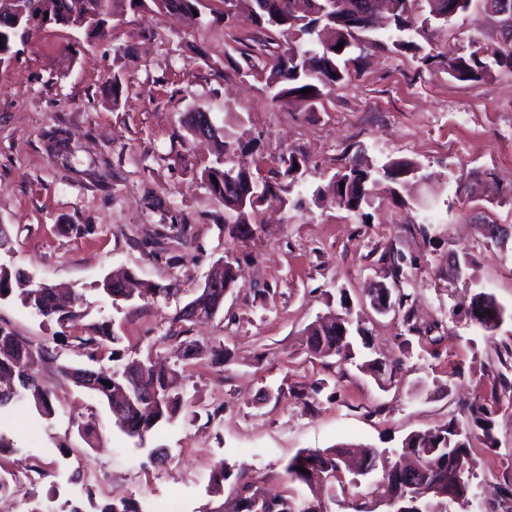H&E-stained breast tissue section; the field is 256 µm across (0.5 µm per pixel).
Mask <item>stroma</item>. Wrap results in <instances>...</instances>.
Wrapping results in <instances>:
<instances>
[{
    "label": "stroma",
    "mask_w": 512,
    "mask_h": 512,
    "mask_svg": "<svg viewBox=\"0 0 512 512\" xmlns=\"http://www.w3.org/2000/svg\"><path fill=\"white\" fill-rule=\"evenodd\" d=\"M221 8L202 0L199 22L127 8L103 37L51 25L0 64V263L81 298L80 317L59 340L55 322L16 296L0 299V326L48 348L38 374L56 408L49 420L22 409L0 421L13 443L0 453V506L68 512L75 502L126 497L139 512L172 501L179 512H214L235 492L229 480L212 493L217 461L275 492L301 449H393L451 420L469 427L473 398L501 395L497 353L512 344V70L465 83L443 64L472 42L500 43L499 18L476 0L421 38L435 61L375 48L346 86L323 88L311 106L282 107L267 71L245 61L249 52H277L282 36L247 21L225 26ZM198 109L240 142L258 181L281 187L256 207L253 239L224 231V207L202 178L214 157L187 130ZM291 154L307 160L293 180L281 164ZM390 161L421 164L429 182L402 205L381 184L358 211L334 202L329 181L338 171ZM486 179L500 196L456 192ZM464 251L472 263L458 276L451 261ZM229 254L240 277L220 312L177 321ZM120 269L169 295L112 302L97 284ZM381 282L410 294L407 311L372 308L368 291ZM480 292L504 311L495 331L467 316ZM345 302L367 331L370 356L401 360L386 383L306 352L304 329ZM102 320L120 336L124 359L160 355L183 374V409L145 440L121 432L105 404L59 371L63 363L108 367L82 343ZM175 331L223 344V364L178 356ZM87 426L99 447L79 435ZM471 457L474 494L448 512H512V501L496 495L512 481V403L502 404L489 435L472 439Z\"/></svg>",
    "instance_id": "obj_1"
}]
</instances>
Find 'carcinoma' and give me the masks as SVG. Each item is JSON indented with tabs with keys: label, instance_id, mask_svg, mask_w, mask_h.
Returning a JSON list of instances; mask_svg holds the SVG:
<instances>
[{
	"label": "carcinoma",
	"instance_id": "obj_1",
	"mask_svg": "<svg viewBox=\"0 0 512 512\" xmlns=\"http://www.w3.org/2000/svg\"><path fill=\"white\" fill-rule=\"evenodd\" d=\"M165 10L192 13L198 10L201 0H21V4L46 13L55 22L63 18V25L83 30L88 35L106 34L118 8L127 5L141 8L146 2ZM226 10L221 17L231 26L245 17L253 19L256 0H220ZM275 13L266 15L263 23L279 31L284 44L276 55L264 60L268 80L277 89L273 100L288 105L301 100L313 103L320 87L342 84L350 78L349 65L356 62L352 54H361L376 48L392 46L399 51L423 50L414 41L420 34L416 19L446 24L448 18L469 10L472 0H397V9L390 13L386 22H379V11L368 5L371 17L366 24L354 30L335 22L324 21L332 28V44L323 41L315 23L321 20L320 0H273ZM14 0H0V56L7 59L15 54L18 43L25 42L33 34L15 25ZM342 49H336L339 42ZM512 69V42L493 47H478L468 53L448 60V76L468 83L481 81L490 69L489 63ZM310 88L307 95L300 91ZM234 143L224 142V151L216 155V166L204 173L210 192L224 206V221L248 224L254 213L256 200L248 196L245 200L231 204L226 197L217 195L219 187L214 178L222 176L233 179L255 181L253 174L240 167L233 168ZM420 169L416 163L389 162L375 168H359L355 165L336 174L335 192L340 196L338 206L355 212L367 202L371 187L383 181L389 193L402 197L414 177L410 173ZM22 304L38 315L49 318L64 329L67 324L80 317L75 309L59 310L54 305L55 294L39 292L37 288H24L19 293ZM95 335L84 339V344L95 352L109 350L108 359L118 363L120 352L108 349V345L119 343L120 337L108 322L94 327ZM304 344L307 353L317 357L338 355L345 360L355 358L354 338L337 335L336 316L305 330ZM48 354L44 349H34L10 330L0 326V416L10 413L19 402H27L44 419L55 416V408L48 393L42 388L38 377V365ZM500 364L505 371L498 372L504 388L512 391V381L506 372L512 369V347L503 345ZM399 362L366 361L362 368L383 381L392 376ZM62 372L76 386L96 395L99 400L112 405L115 396L123 397V413L114 416L115 425L130 437L144 438L146 433L159 423L173 419L182 408V397L177 392L180 373L163 362L151 360L131 361L110 369L94 370L86 367L64 365ZM110 382L111 386L104 385ZM497 402L475 400L470 404L472 423L490 437ZM471 433L460 429L453 421L423 432L407 435L398 453L399 459L393 468L401 470L399 479L377 480L360 489L358 477H365L383 462L387 450L368 448L367 460L359 458L356 450L348 448L302 449L285 467L286 487L283 494L266 499L257 482L246 470L233 472L222 461L214 466L211 476L213 493H221L224 482L235 477V494L224 502L218 512H306L305 504H315L316 512H328L324 497L340 488L353 490L352 512H378L380 503L389 498L396 512H428L427 499L420 497L419 487L411 483L406 475L418 474L427 484L446 492L453 487L451 496L441 500L463 505L469 500L470 477L474 476L470 459ZM303 467L307 473L298 471ZM352 478H347V475ZM99 512H139L135 503L125 497L105 503Z\"/></svg>",
	"mask_w": 512,
	"mask_h": 512
}]
</instances>
